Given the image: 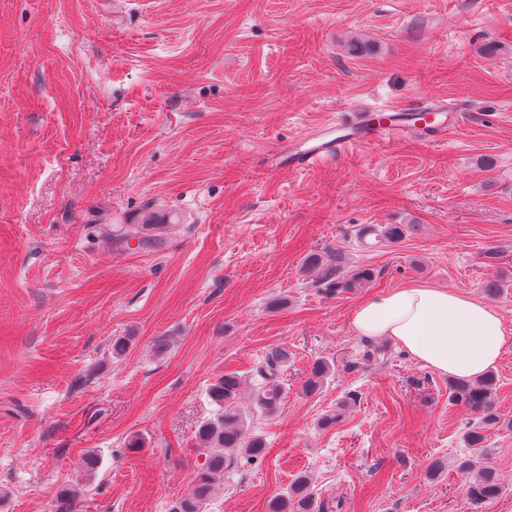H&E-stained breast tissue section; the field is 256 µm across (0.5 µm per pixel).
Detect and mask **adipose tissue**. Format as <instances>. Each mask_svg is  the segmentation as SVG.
I'll list each match as a JSON object with an SVG mask.
<instances>
[{
    "label": "adipose tissue",
    "mask_w": 512,
    "mask_h": 512,
    "mask_svg": "<svg viewBox=\"0 0 512 512\" xmlns=\"http://www.w3.org/2000/svg\"><path fill=\"white\" fill-rule=\"evenodd\" d=\"M357 336L389 339L434 372L465 381L496 368L512 329L485 303L445 288L409 285L369 295L352 313Z\"/></svg>",
    "instance_id": "obj_1"
}]
</instances>
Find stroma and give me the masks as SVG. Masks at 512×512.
<instances>
[{"instance_id":"stroma-1","label":"stroma","mask_w":512,"mask_h":512,"mask_svg":"<svg viewBox=\"0 0 512 512\" xmlns=\"http://www.w3.org/2000/svg\"><path fill=\"white\" fill-rule=\"evenodd\" d=\"M422 99L461 106L447 142L272 167L350 107ZM148 209L171 221L158 251L93 231ZM335 251L372 282L314 286L304 259ZM409 284L512 326V0H0V512L72 489L71 512H169L204 462L209 384L253 386L276 348L288 394L250 418L266 450L206 512H269L301 475L320 512H512V350L481 451L447 377L353 330L366 294ZM321 358L336 371L304 395ZM460 458L504 493L474 505Z\"/></svg>"}]
</instances>
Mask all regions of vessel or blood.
Returning a JSON list of instances; mask_svg holds the SVG:
<instances>
[{
    "label": "vessel or blood",
    "instance_id": "obj_1",
    "mask_svg": "<svg viewBox=\"0 0 512 512\" xmlns=\"http://www.w3.org/2000/svg\"><path fill=\"white\" fill-rule=\"evenodd\" d=\"M372 116L370 108L360 107L339 114L319 132L304 133L283 151V165L299 170L342 157L359 147H376L408 137L420 136L441 144L463 119L458 110L437 100L392 111L390 118L380 122L373 121Z\"/></svg>",
    "mask_w": 512,
    "mask_h": 512
}]
</instances>
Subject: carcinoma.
Returning a JSON list of instances; mask_svg holds the SVG:
<instances>
[{"label": "carcinoma", "instance_id": "carcinoma-1", "mask_svg": "<svg viewBox=\"0 0 512 512\" xmlns=\"http://www.w3.org/2000/svg\"><path fill=\"white\" fill-rule=\"evenodd\" d=\"M165 220L147 209L141 215L140 223L130 230L110 231L100 229V234L112 238V245L121 250L135 248L139 251L152 250L159 245L160 230L164 229ZM407 226L404 224H386L378 229L366 226L361 229L364 234L377 233L384 241H396L405 236ZM308 269L318 271L317 284L324 286L325 292L339 295L343 292L360 288L372 281L369 269L348 270L341 253L322 256L310 254L305 258ZM288 363V351L276 348L269 352L264 362L258 367L261 386L256 396V408L264 413H273L287 393L281 379ZM334 373V364L327 359L318 360L311 375L302 385L307 395L317 393L327 379ZM241 380L232 373L221 375L210 384L208 396L216 405L212 417L202 421L197 434V451L205 456L201 470L193 480V488L188 496L172 505L171 512H203L217 484L224 480V469L230 467L239 454L257 458L264 454L265 443L259 436L245 439L248 418L238 407ZM449 399L463 404L470 411L478 414L479 421L468 428L464 434L465 443L471 448L485 447V428L498 418L496 407V382L491 374L474 381L448 380ZM462 471L473 470L471 460L458 463ZM475 471V470H473ZM309 480L299 479L287 493L274 501L272 512H288V504L296 502L295 512H314L316 501L308 492ZM503 490L497 470L486 465L475 471L467 485L470 499L482 504L498 497Z\"/></svg>", "mask_w": 512, "mask_h": 512}]
</instances>
